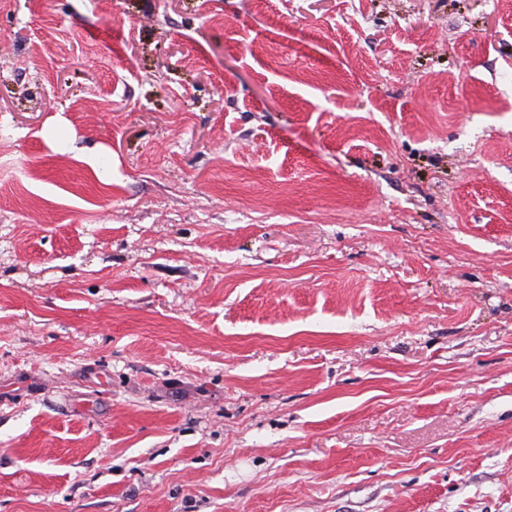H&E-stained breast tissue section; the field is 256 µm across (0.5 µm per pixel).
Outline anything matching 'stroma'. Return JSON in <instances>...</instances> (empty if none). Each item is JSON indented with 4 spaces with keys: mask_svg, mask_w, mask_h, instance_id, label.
<instances>
[{
    "mask_svg": "<svg viewBox=\"0 0 512 512\" xmlns=\"http://www.w3.org/2000/svg\"><path fill=\"white\" fill-rule=\"evenodd\" d=\"M0 512H512V0H0Z\"/></svg>",
    "mask_w": 512,
    "mask_h": 512,
    "instance_id": "1",
    "label": "stroma"
}]
</instances>
